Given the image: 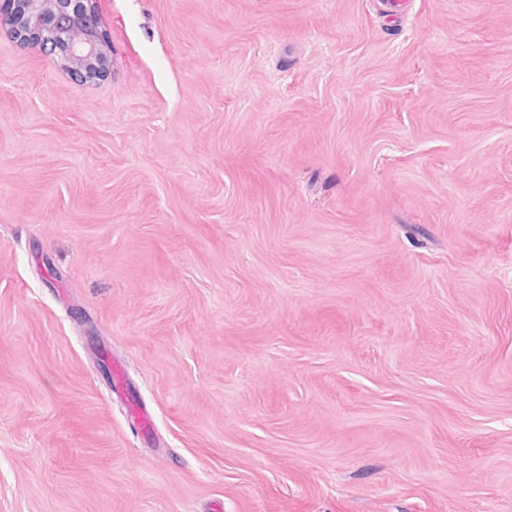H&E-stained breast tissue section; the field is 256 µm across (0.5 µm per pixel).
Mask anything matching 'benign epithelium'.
Instances as JSON below:
<instances>
[{
  "instance_id": "7a95c632",
  "label": "benign epithelium",
  "mask_w": 512,
  "mask_h": 512,
  "mask_svg": "<svg viewBox=\"0 0 512 512\" xmlns=\"http://www.w3.org/2000/svg\"><path fill=\"white\" fill-rule=\"evenodd\" d=\"M0 21L17 42L43 49L77 80L108 69L95 0H0Z\"/></svg>"
}]
</instances>
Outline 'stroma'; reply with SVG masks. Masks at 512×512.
Wrapping results in <instances>:
<instances>
[{"label": "stroma", "mask_w": 512, "mask_h": 512, "mask_svg": "<svg viewBox=\"0 0 512 512\" xmlns=\"http://www.w3.org/2000/svg\"><path fill=\"white\" fill-rule=\"evenodd\" d=\"M394 3L0 25V512H512V0ZM0 21L21 45L37 46L80 81L109 66L94 0H1Z\"/></svg>", "instance_id": "1"}]
</instances>
